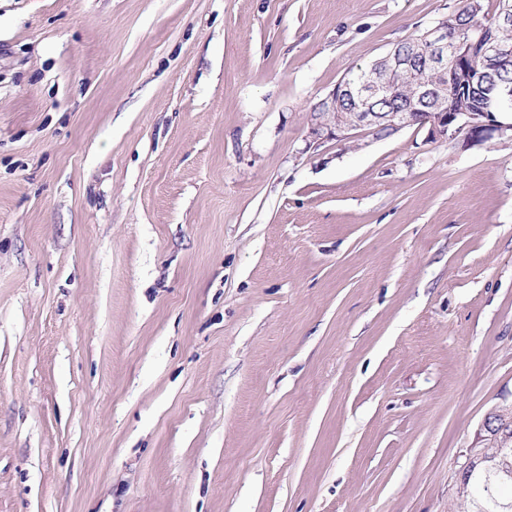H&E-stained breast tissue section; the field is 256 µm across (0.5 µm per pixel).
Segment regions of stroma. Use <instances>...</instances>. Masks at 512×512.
I'll list each match as a JSON object with an SVG mask.
<instances>
[{
    "label": "stroma",
    "instance_id": "stroma-1",
    "mask_svg": "<svg viewBox=\"0 0 512 512\" xmlns=\"http://www.w3.org/2000/svg\"><path fill=\"white\" fill-rule=\"evenodd\" d=\"M460 5L0 0V512H460L512 138L306 146Z\"/></svg>",
    "mask_w": 512,
    "mask_h": 512
}]
</instances>
